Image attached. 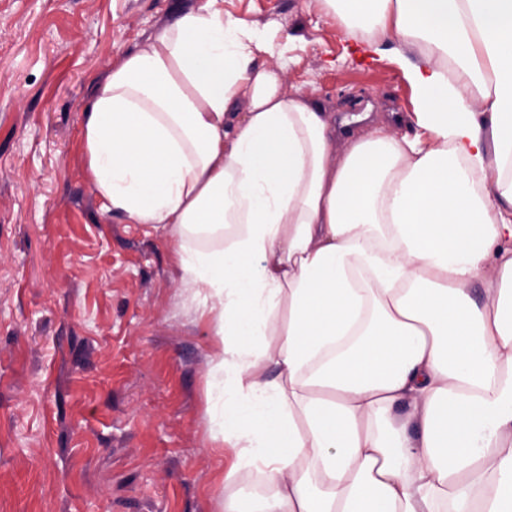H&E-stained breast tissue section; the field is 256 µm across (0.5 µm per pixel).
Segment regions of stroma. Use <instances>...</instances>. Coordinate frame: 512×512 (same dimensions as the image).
Returning <instances> with one entry per match:
<instances>
[{
	"label": "stroma",
	"instance_id": "obj_1",
	"mask_svg": "<svg viewBox=\"0 0 512 512\" xmlns=\"http://www.w3.org/2000/svg\"><path fill=\"white\" fill-rule=\"evenodd\" d=\"M204 0H0V512H224L269 482L224 474L205 300L167 229L105 213L81 127L100 82ZM263 29L287 92L337 117L405 115L393 58L316 0H224Z\"/></svg>",
	"mask_w": 512,
	"mask_h": 512
}]
</instances>
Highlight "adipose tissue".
Wrapping results in <instances>:
<instances>
[{"mask_svg": "<svg viewBox=\"0 0 512 512\" xmlns=\"http://www.w3.org/2000/svg\"><path fill=\"white\" fill-rule=\"evenodd\" d=\"M319 2L392 42L403 135L338 136L206 0L97 86L88 176L218 309L213 438L273 485L224 512H512V0Z\"/></svg>", "mask_w": 512, "mask_h": 512, "instance_id": "adipose-tissue-1", "label": "adipose tissue"}]
</instances>
